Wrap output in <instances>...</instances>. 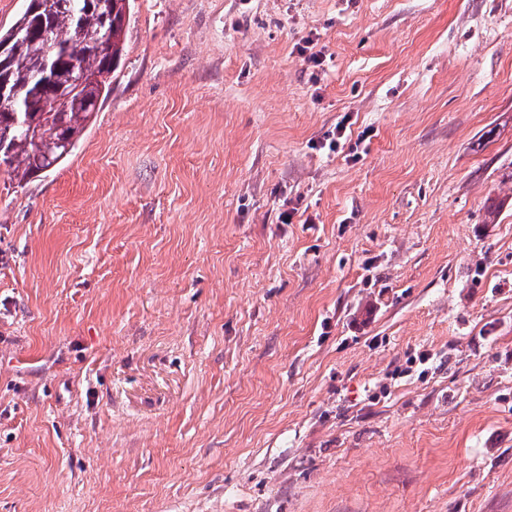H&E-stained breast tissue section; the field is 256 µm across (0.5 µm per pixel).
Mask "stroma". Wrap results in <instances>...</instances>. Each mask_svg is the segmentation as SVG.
I'll use <instances>...</instances> for the list:
<instances>
[{"instance_id":"stroma-1","label":"stroma","mask_w":512,"mask_h":512,"mask_svg":"<svg viewBox=\"0 0 512 512\" xmlns=\"http://www.w3.org/2000/svg\"><path fill=\"white\" fill-rule=\"evenodd\" d=\"M0 512H512V0H134L0 171Z\"/></svg>"}]
</instances>
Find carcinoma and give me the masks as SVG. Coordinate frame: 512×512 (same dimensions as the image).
Returning a JSON list of instances; mask_svg holds the SVG:
<instances>
[{"instance_id":"carcinoma-1","label":"carcinoma","mask_w":512,"mask_h":512,"mask_svg":"<svg viewBox=\"0 0 512 512\" xmlns=\"http://www.w3.org/2000/svg\"><path fill=\"white\" fill-rule=\"evenodd\" d=\"M134 0H27L0 29V160L22 184L63 162L84 138L122 60ZM101 80L84 105L80 72Z\"/></svg>"}]
</instances>
